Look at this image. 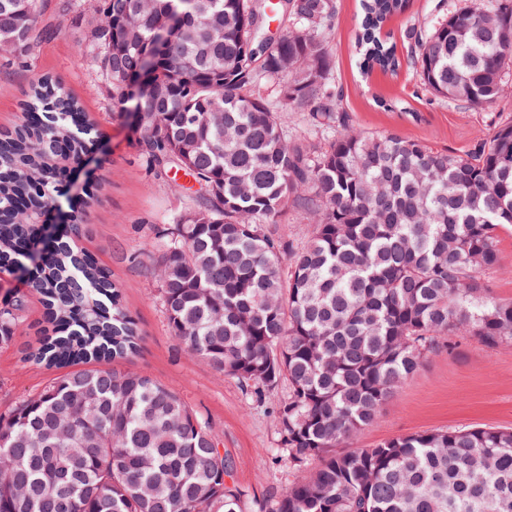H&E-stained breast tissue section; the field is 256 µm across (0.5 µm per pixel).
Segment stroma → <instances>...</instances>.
Wrapping results in <instances>:
<instances>
[{
    "mask_svg": "<svg viewBox=\"0 0 512 512\" xmlns=\"http://www.w3.org/2000/svg\"><path fill=\"white\" fill-rule=\"evenodd\" d=\"M452 0H410L403 15L389 23L400 54H407L406 34L414 24L433 23ZM358 0H338L330 49L341 108L355 128L369 134L393 133L424 140L432 149L469 151L498 121L491 108H461L427 91L410 68L396 76L357 69ZM46 22L57 34L43 44L26 66L0 68V131L22 123L20 102L30 85L44 75L56 78L83 104L98 136L84 167L59 182L46 222L61 216L83 217L80 246L120 285L124 303L137 321L138 353L117 360L118 369L144 373L177 392L219 434L220 449L231 464L232 480L244 503L279 496L294 478L287 458L277 456V429L270 405H257L232 377L215 372L189 354L172 336L158 298L152 263L143 243L152 229L170 223L187 202L157 180L142 164L139 133L130 116L112 106L109 86L97 79L85 59L88 17L48 10ZM398 99L400 110L377 107L378 97ZM498 264L484 279L495 298L512 301V230L498 237ZM33 262L12 271L0 269V305L19 302L20 328L14 341L0 346V413L41 392L56 369L26 363L43 326V306L29 283L37 275ZM512 428V344L487 349L472 338H459L454 350L432 351L400 393L382 408L375 422L342 443L341 451L369 448L387 439L462 426Z\"/></svg>",
    "mask_w": 512,
    "mask_h": 512,
    "instance_id": "stroma-1",
    "label": "stroma"
}]
</instances>
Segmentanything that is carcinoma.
I'll return each mask as SVG.
<instances>
[{
    "instance_id": "1",
    "label": "carcinoma",
    "mask_w": 512,
    "mask_h": 512,
    "mask_svg": "<svg viewBox=\"0 0 512 512\" xmlns=\"http://www.w3.org/2000/svg\"><path fill=\"white\" fill-rule=\"evenodd\" d=\"M58 0L90 14L86 58L120 112L145 41L173 14L190 35L155 62L140 99L139 157L189 177L187 209L145 243L172 336L273 403L277 452L296 471L251 512H512V431L464 426L334 448L370 426L439 346L464 333L512 343V302L481 273L512 224V118L473 152L367 134L340 111L329 33L336 0ZM409 0H361L358 68L402 67L383 34ZM48 0H0V62L23 65L57 33ZM279 21L276 35L270 23ZM411 63L439 98L492 108L512 63V0H465L422 30ZM31 115L0 133V268L22 257L54 202L59 165L97 135L79 99L45 76ZM301 112L305 130L284 119ZM44 175L45 189L32 188ZM314 231L296 245L268 229L288 208ZM83 218L31 281L50 327L28 359L64 373L0 414V512H246L219 437L173 390L112 367L140 333L122 294L78 247ZM17 308L0 306V345Z\"/></svg>"
}]
</instances>
